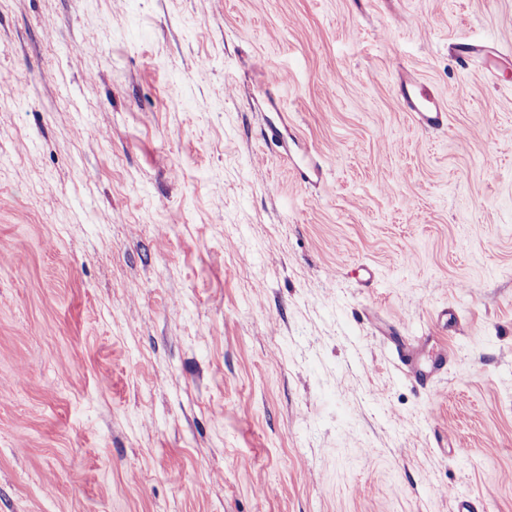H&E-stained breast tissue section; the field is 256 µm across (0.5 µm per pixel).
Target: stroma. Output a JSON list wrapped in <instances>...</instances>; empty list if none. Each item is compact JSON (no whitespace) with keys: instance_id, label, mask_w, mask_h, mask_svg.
<instances>
[{"instance_id":"1","label":"stroma","mask_w":512,"mask_h":512,"mask_svg":"<svg viewBox=\"0 0 512 512\" xmlns=\"http://www.w3.org/2000/svg\"><path fill=\"white\" fill-rule=\"evenodd\" d=\"M461 493L512 512V0H0V512ZM401 101L408 112L424 130H440L446 125L447 113L441 100L409 74L399 82Z\"/></svg>"}]
</instances>
